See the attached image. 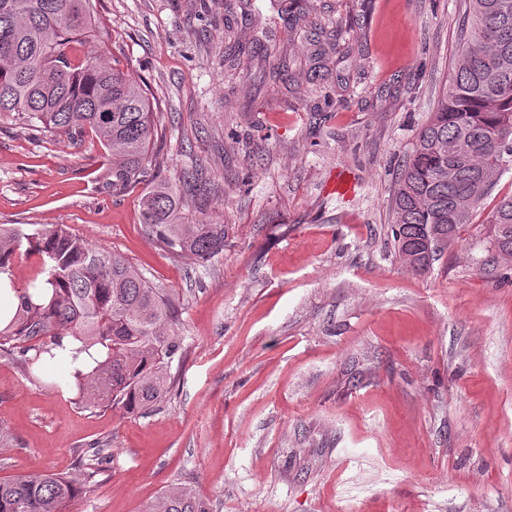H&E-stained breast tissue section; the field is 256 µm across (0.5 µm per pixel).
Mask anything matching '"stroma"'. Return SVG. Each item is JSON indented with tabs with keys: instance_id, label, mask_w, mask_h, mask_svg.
Wrapping results in <instances>:
<instances>
[{
	"instance_id": "stroma-1",
	"label": "stroma",
	"mask_w": 512,
	"mask_h": 512,
	"mask_svg": "<svg viewBox=\"0 0 512 512\" xmlns=\"http://www.w3.org/2000/svg\"><path fill=\"white\" fill-rule=\"evenodd\" d=\"M313 6L343 35L326 79L287 87L281 66L315 60L284 0H98L108 38L86 49L154 98L153 180L176 186L182 223L226 230L208 262L141 224L148 183L101 189L95 136L0 126V224H65L123 254L180 295L185 347L146 415L76 404L67 356L48 361L50 389L1 348L0 479L76 476L105 444L97 487L65 512H145L176 483L213 512H512V266L488 224L512 169L428 272L390 236L392 188L450 79L465 0ZM239 41L261 47L245 65Z\"/></svg>"
}]
</instances>
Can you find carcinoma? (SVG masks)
Listing matches in <instances>:
<instances>
[{
	"label": "carcinoma",
	"instance_id": "obj_1",
	"mask_svg": "<svg viewBox=\"0 0 512 512\" xmlns=\"http://www.w3.org/2000/svg\"><path fill=\"white\" fill-rule=\"evenodd\" d=\"M93 0H0V123L90 131L112 153L101 188L120 196L150 177L158 127L143 82L85 53L103 38ZM306 39L333 46L312 22ZM512 165V0H468L467 24L449 85L407 155L391 200L397 254L426 271L440 249L492 192V175ZM140 221L169 251L208 261L224 251L222 224H182L176 188L158 182L143 195ZM490 245L512 263V197L489 217ZM40 270L16 288L17 308L0 328V347L20 350L32 375L40 358L69 351L78 401L146 413L163 402L171 366L184 354L180 299L151 284L121 254L97 249L63 224L0 225V273L13 275L21 248ZM109 457L99 448L82 477L30 474L0 480V512H63L79 489H92ZM146 512H210L191 488L173 485Z\"/></svg>",
	"mask_w": 512,
	"mask_h": 512
}]
</instances>
